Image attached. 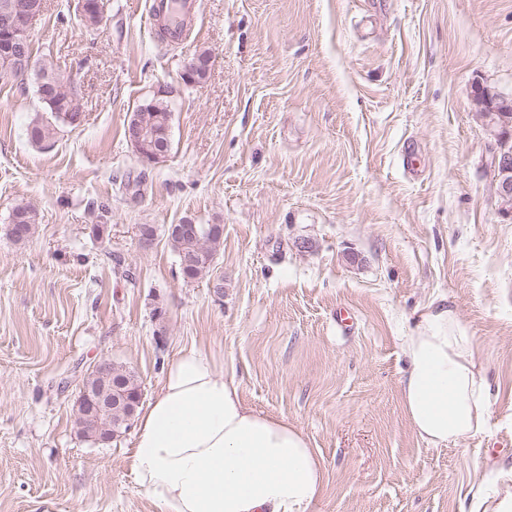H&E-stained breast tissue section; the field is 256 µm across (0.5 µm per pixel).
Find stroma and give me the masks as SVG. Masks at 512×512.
I'll list each match as a JSON object with an SVG mask.
<instances>
[{
  "label": "stroma",
  "mask_w": 512,
  "mask_h": 512,
  "mask_svg": "<svg viewBox=\"0 0 512 512\" xmlns=\"http://www.w3.org/2000/svg\"><path fill=\"white\" fill-rule=\"evenodd\" d=\"M154 2L104 0L89 32L77 0H44L33 64L75 79L87 115L53 142L28 137L51 118L34 77L0 79V512H155L133 431L83 437L76 402L108 359L149 403L193 344L306 434L325 467L313 512H466L487 460L512 461V218L472 103L478 84L512 94V0H187L173 42ZM202 51L206 78L183 85ZM162 89L171 148L147 166L124 127ZM141 174L146 190L119 192ZM19 204L38 215L22 243ZM186 222L224 227L193 281L166 233ZM441 297L479 344L491 409L484 434L434 448L403 413L400 338ZM17 218V223L15 221ZM12 224L14 225L16 235L21 229V224L25 225V235L22 238H15L12 234ZM37 224V214L28 206L25 205H17L11 214L10 225H9V235L15 242H25L27 241L34 233L35 225Z\"/></svg>",
  "instance_id": "35a3bbf8"
}]
</instances>
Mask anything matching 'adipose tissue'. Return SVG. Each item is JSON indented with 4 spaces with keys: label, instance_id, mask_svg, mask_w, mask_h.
Instances as JSON below:
<instances>
[{
    "label": "adipose tissue",
    "instance_id": "ef3b65f1",
    "mask_svg": "<svg viewBox=\"0 0 512 512\" xmlns=\"http://www.w3.org/2000/svg\"><path fill=\"white\" fill-rule=\"evenodd\" d=\"M401 350L402 407L421 441L445 447L485 431L481 352L446 299L419 311ZM129 468L156 512H311L325 481L307 436L248 407L235 379L196 345L169 363L139 413ZM469 512H512V463L482 480Z\"/></svg>",
    "mask_w": 512,
    "mask_h": 512
}]
</instances>
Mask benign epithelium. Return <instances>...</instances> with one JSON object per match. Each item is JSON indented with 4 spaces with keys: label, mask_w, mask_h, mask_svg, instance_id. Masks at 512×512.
<instances>
[{
    "label": "benign epithelium",
    "mask_w": 512,
    "mask_h": 512,
    "mask_svg": "<svg viewBox=\"0 0 512 512\" xmlns=\"http://www.w3.org/2000/svg\"><path fill=\"white\" fill-rule=\"evenodd\" d=\"M41 0H0V32L6 41L0 45L3 65L0 73L14 78L24 77L30 71L29 31L33 21L42 12ZM477 111L486 121L487 130L498 144L491 159L494 171V188L502 203V213L512 214V122L505 113L512 112V98L481 87L475 94ZM124 401L132 406L138 404L122 392L120 383L87 387L82 393V408L87 414H94L108 407L112 402Z\"/></svg>",
    "instance_id": "obj_1"
}]
</instances>
